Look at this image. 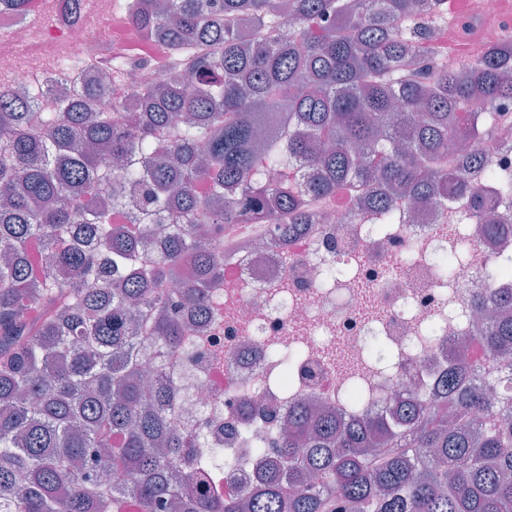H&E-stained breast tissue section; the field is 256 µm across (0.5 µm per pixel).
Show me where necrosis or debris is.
Masks as SVG:
<instances>
[{"mask_svg": "<svg viewBox=\"0 0 512 512\" xmlns=\"http://www.w3.org/2000/svg\"><path fill=\"white\" fill-rule=\"evenodd\" d=\"M111 4L83 0L80 21L67 25L49 18L33 26L0 13V86L62 89L68 81L59 60L87 62L103 50L112 65L128 63L143 34L130 23L116 26ZM462 16L440 39L445 63L459 60L462 25L485 48L512 40V26L487 6ZM313 210L315 222L287 239L272 224L225 225L224 283L214 291L212 312L186 319L187 344L173 365L179 420L248 459L234 474L213 478L212 489L237 491L259 481L266 462L249 458L245 437L278 433V421L265 417L270 409L307 400L348 420L386 413L400 394L433 401L451 356L482 327L473 299L487 290L512 293V232L491 234L472 219L463 226L468 265L453 287L437 280L433 258L447 250L448 221L462 216V203L438 200L414 223L389 225L382 234L365 199L321 200ZM332 264L347 267L351 279L324 286L322 271ZM430 324L437 327L433 340L423 336ZM373 336L385 337L392 364L352 372ZM285 339L304 354L284 376L267 349ZM353 385L361 392L355 406L348 401Z\"/></svg>", "mask_w": 512, "mask_h": 512, "instance_id": "obj_1", "label": "necrosis or debris"}]
</instances>
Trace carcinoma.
<instances>
[{
	"label": "carcinoma",
	"instance_id": "obj_1",
	"mask_svg": "<svg viewBox=\"0 0 512 512\" xmlns=\"http://www.w3.org/2000/svg\"><path fill=\"white\" fill-rule=\"evenodd\" d=\"M126 11L169 48L162 83L132 84L99 112L101 91L63 61L74 79L56 111L0 92V512H512V377L498 392L479 378L512 354V294L477 301L488 322L453 354L434 405L417 396L350 422L290 405L278 434L250 442L268 459L263 480L230 494L194 483L241 459L218 443L185 458L203 434L178 423L160 364L186 343L182 317L224 282L226 224H304L312 201L366 192L384 233L400 222L397 189L413 207L464 200L481 224L512 222V172L483 150L499 120L469 109L512 100V50L445 67L448 0ZM450 140L470 147L469 168L449 169ZM486 187L502 216L480 210ZM464 266L461 247L436 258L446 283ZM366 353L370 364L388 349L374 336ZM302 355L268 350L283 374Z\"/></svg>",
	"mask_w": 512,
	"mask_h": 512
}]
</instances>
